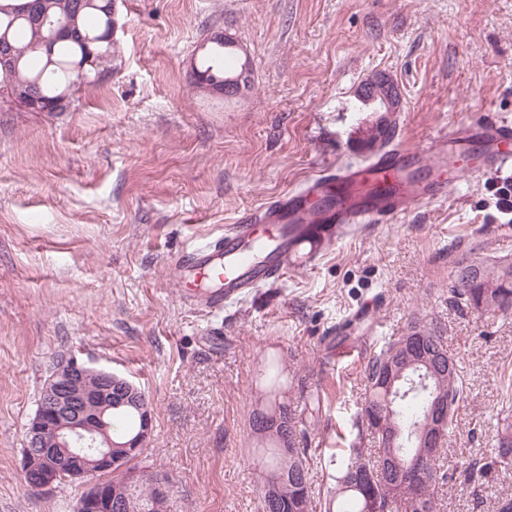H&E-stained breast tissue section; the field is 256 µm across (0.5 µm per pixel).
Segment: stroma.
Returning a JSON list of instances; mask_svg holds the SVG:
<instances>
[{"label":"stroma","instance_id":"1","mask_svg":"<svg viewBox=\"0 0 512 512\" xmlns=\"http://www.w3.org/2000/svg\"><path fill=\"white\" fill-rule=\"evenodd\" d=\"M112 60L57 115L0 93V512H73L83 488L32 495L25 426L57 363L115 372L150 401L142 454L171 480L170 512H260L249 416L270 359L330 398L311 445L350 447L371 350L411 318L441 325L466 393L440 464V512H498L512 467L479 485L461 464L495 452L512 374V314L448 302L451 242L512 259L493 176L386 224L303 244L279 278L212 315L185 300L174 257L328 166L375 154L355 90L390 76L402 100L389 142L441 173L433 142L512 119V0H116ZM224 33L248 86L199 87L198 46ZM349 338L327 345L340 325Z\"/></svg>","mask_w":512,"mask_h":512}]
</instances>
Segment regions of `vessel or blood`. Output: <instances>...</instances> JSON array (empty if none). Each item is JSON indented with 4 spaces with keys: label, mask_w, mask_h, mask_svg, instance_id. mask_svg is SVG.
<instances>
[{
    "label": "vessel or blood",
    "mask_w": 512,
    "mask_h": 512,
    "mask_svg": "<svg viewBox=\"0 0 512 512\" xmlns=\"http://www.w3.org/2000/svg\"><path fill=\"white\" fill-rule=\"evenodd\" d=\"M448 139L461 149L481 152L477 166L456 169V176L512 175L511 121L477 120L451 128ZM418 161L415 152L395 147L363 164L322 170L298 192L244 212L224 235L177 257L172 270L179 287L199 291L200 304L218 314L280 276L293 246L286 229L290 218L300 219L310 236L320 237L334 224L390 223L418 205L446 199L444 186L420 183ZM374 181L381 184L380 193L370 192Z\"/></svg>",
    "instance_id": "1"
}]
</instances>
